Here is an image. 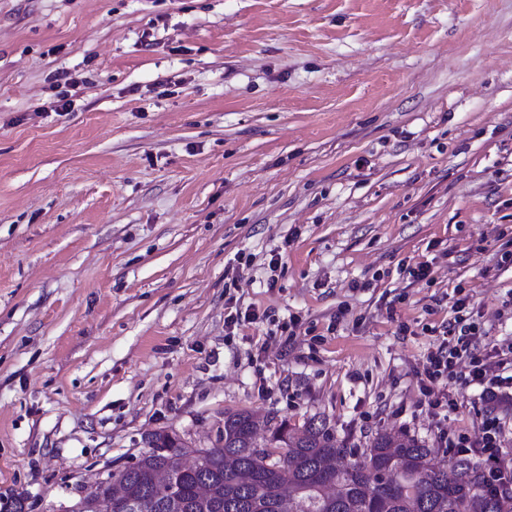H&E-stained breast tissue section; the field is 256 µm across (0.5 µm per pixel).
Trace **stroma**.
Returning <instances> with one entry per match:
<instances>
[{
  "label": "stroma",
  "mask_w": 512,
  "mask_h": 512,
  "mask_svg": "<svg viewBox=\"0 0 512 512\" xmlns=\"http://www.w3.org/2000/svg\"><path fill=\"white\" fill-rule=\"evenodd\" d=\"M506 254L512 0H0V503L244 409L448 465L512 420L424 375L468 327L512 374ZM503 436V428L499 419L496 416L489 417L484 422L480 431L472 438L465 434L458 435L457 437H448L446 446L449 452L455 454L471 451L472 449L481 448V450L488 454V461L490 462L489 475L493 481H498L501 475H504V466H500L496 456L497 448H501V438Z\"/></svg>",
  "instance_id": "obj_1"
}]
</instances>
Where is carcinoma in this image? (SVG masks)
<instances>
[{
  "label": "carcinoma",
  "instance_id": "obj_1",
  "mask_svg": "<svg viewBox=\"0 0 512 512\" xmlns=\"http://www.w3.org/2000/svg\"><path fill=\"white\" fill-rule=\"evenodd\" d=\"M145 443L134 468L83 490L86 505L114 487L128 501L145 502L139 512H512V478L491 483L476 456L454 455L440 468L424 441L379 433L349 458L319 415L296 427L226 412L217 443L198 449L194 468L184 463L191 445L176 432L159 429ZM160 472L180 485L183 506L147 501Z\"/></svg>",
  "mask_w": 512,
  "mask_h": 512
}]
</instances>
